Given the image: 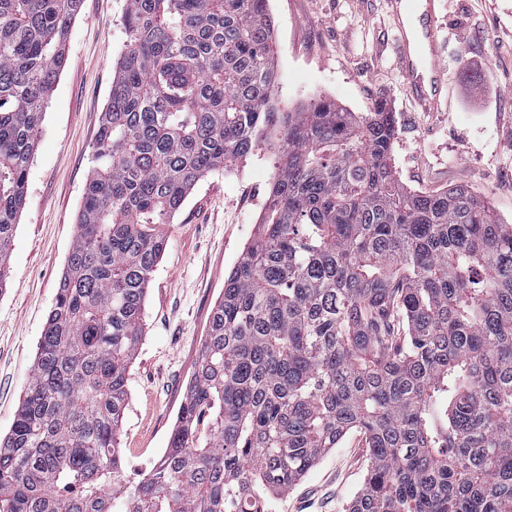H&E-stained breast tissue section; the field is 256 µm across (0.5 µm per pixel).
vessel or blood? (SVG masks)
<instances>
[{"label":"vessel or blood","instance_id":"obj_1","mask_svg":"<svg viewBox=\"0 0 512 512\" xmlns=\"http://www.w3.org/2000/svg\"><path fill=\"white\" fill-rule=\"evenodd\" d=\"M398 37L397 66L414 105L442 112L448 104V74L440 31L444 18L438 0H389Z\"/></svg>","mask_w":512,"mask_h":512}]
</instances>
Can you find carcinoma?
Listing matches in <instances>:
<instances>
[{
	"instance_id": "carcinoma-1",
	"label": "carcinoma",
	"mask_w": 512,
	"mask_h": 512,
	"mask_svg": "<svg viewBox=\"0 0 512 512\" xmlns=\"http://www.w3.org/2000/svg\"><path fill=\"white\" fill-rule=\"evenodd\" d=\"M83 0H0V289ZM125 50L31 375L0 512H275L348 432L346 512H512V225L464 185L407 189L384 99L271 104L267 0H127ZM277 135L160 461L118 437L147 287L193 186Z\"/></svg>"
}]
</instances>
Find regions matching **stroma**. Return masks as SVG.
Wrapping results in <instances>:
<instances>
[{"instance_id": "35a3bbf8", "label": "stroma", "mask_w": 512, "mask_h": 512, "mask_svg": "<svg viewBox=\"0 0 512 512\" xmlns=\"http://www.w3.org/2000/svg\"><path fill=\"white\" fill-rule=\"evenodd\" d=\"M126 0H84L71 22L67 62L49 96L13 237L12 277L0 289V435L22 400L58 281L124 49ZM283 112L327 97L351 112L387 98L400 128L392 164L411 190L462 184L512 224V0H440L448 67L447 111H418L390 48L385 0H268ZM275 170L258 149L199 180L173 223L147 290L143 335L130 365L120 429L125 476L135 482L163 456L194 373L224 277L264 210ZM367 460L347 434L276 512H345Z\"/></svg>"}]
</instances>
